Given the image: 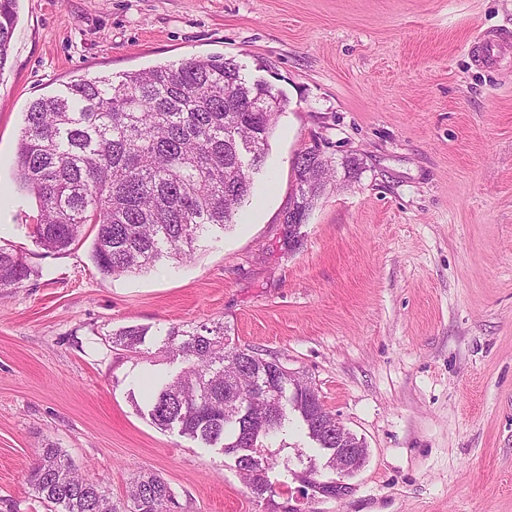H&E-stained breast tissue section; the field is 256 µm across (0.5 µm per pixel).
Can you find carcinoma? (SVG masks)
I'll use <instances>...</instances> for the list:
<instances>
[{
	"mask_svg": "<svg viewBox=\"0 0 512 512\" xmlns=\"http://www.w3.org/2000/svg\"><path fill=\"white\" fill-rule=\"evenodd\" d=\"M17 0H0V73L8 63ZM287 100L262 84L250 85L239 66L222 56L191 57L176 64L125 74L80 78L66 92L32 101L17 143L15 179L37 203L34 234L50 251L80 241L84 225L97 233L91 256L110 278L149 270L164 258L189 261L195 243L213 226L233 224L252 188V175L269 151V138ZM302 151L294 162L327 179L330 168ZM298 185L291 223L309 210ZM15 253L0 249V287L30 276ZM148 328L126 326L112 344L142 355ZM162 350L184 367L155 389L151 422L238 454L252 492H273L264 466L246 448L281 431L296 415L308 437L335 468L336 429L326 427L315 402L288 396V374L279 381L273 407L261 384L277 357L231 346L224 325L167 329ZM305 472L308 484L336 495L335 482ZM29 485L47 512H120L105 480L90 481L53 443L41 448ZM127 512H169L172 491L155 474L138 476L129 490Z\"/></svg>",
	"mask_w": 512,
	"mask_h": 512,
	"instance_id": "carcinoma-1",
	"label": "carcinoma"
}]
</instances>
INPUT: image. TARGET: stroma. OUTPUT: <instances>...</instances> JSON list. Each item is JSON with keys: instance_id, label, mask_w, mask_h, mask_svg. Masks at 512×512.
<instances>
[{"instance_id": "stroma-1", "label": "stroma", "mask_w": 512, "mask_h": 512, "mask_svg": "<svg viewBox=\"0 0 512 512\" xmlns=\"http://www.w3.org/2000/svg\"><path fill=\"white\" fill-rule=\"evenodd\" d=\"M512 0H18L0 73V247L31 269L0 288V512H46L28 484L47 442L127 501L134 473L176 512H512V58L476 66ZM199 56L234 59L288 99L235 223L191 261L105 278L86 243L50 252L15 181L23 114L73 80ZM335 174L304 224L296 156ZM308 378L368 448L348 492L301 480L298 421L265 439L272 496L234 457L152 424L147 376L179 369L169 327ZM149 327L137 358L111 334Z\"/></svg>"}]
</instances>
